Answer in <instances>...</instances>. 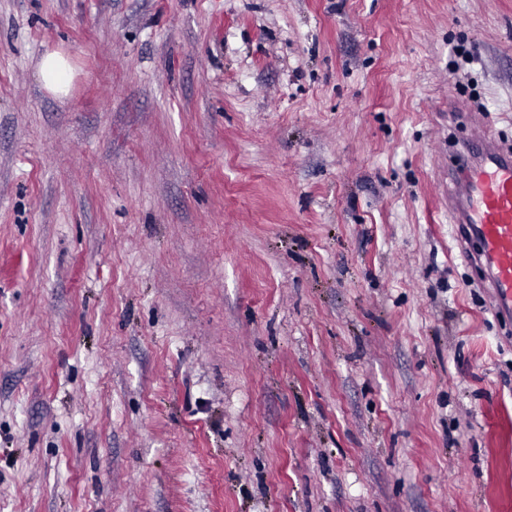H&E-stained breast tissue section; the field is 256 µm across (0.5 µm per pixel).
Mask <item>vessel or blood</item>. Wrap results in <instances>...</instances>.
Listing matches in <instances>:
<instances>
[{"label": "vessel or blood", "mask_w": 512, "mask_h": 512, "mask_svg": "<svg viewBox=\"0 0 512 512\" xmlns=\"http://www.w3.org/2000/svg\"><path fill=\"white\" fill-rule=\"evenodd\" d=\"M448 212L461 255L482 274L489 309L512 321V150L502 149L481 118L448 167Z\"/></svg>", "instance_id": "b4317fda"}]
</instances>
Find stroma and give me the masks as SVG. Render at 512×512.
I'll return each instance as SVG.
<instances>
[{
	"label": "stroma",
	"mask_w": 512,
	"mask_h": 512,
	"mask_svg": "<svg viewBox=\"0 0 512 512\" xmlns=\"http://www.w3.org/2000/svg\"><path fill=\"white\" fill-rule=\"evenodd\" d=\"M471 114L512 0H0V512H512ZM38 76L43 87L57 97L67 96L75 79V68L60 51L47 52L38 63Z\"/></svg>",
	"instance_id": "35a3bbf8"
}]
</instances>
